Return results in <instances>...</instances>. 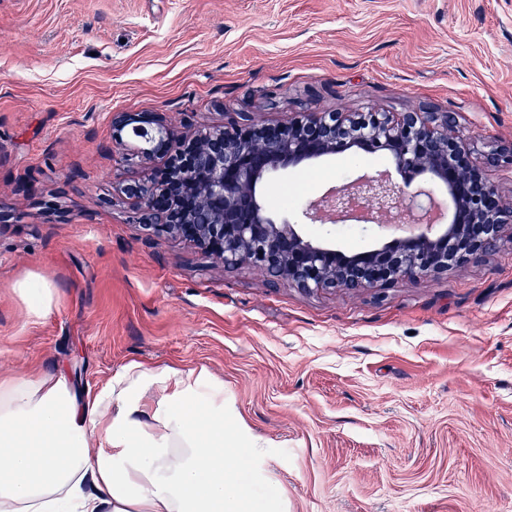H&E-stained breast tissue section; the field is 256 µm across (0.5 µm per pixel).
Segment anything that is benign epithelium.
Listing matches in <instances>:
<instances>
[{
  "instance_id": "7a95c632",
  "label": "benign epithelium",
  "mask_w": 512,
  "mask_h": 512,
  "mask_svg": "<svg viewBox=\"0 0 512 512\" xmlns=\"http://www.w3.org/2000/svg\"><path fill=\"white\" fill-rule=\"evenodd\" d=\"M456 125L450 112H299L285 123H241L186 139L150 118L125 112L112 117L117 144L127 138L140 144L142 153L164 159L151 184L126 188L146 231L189 241L226 268L249 265L273 283L307 292L384 288L446 272L503 245L512 231V205L474 163ZM346 153L387 157L404 184L385 176L347 182L308 205L303 216L311 222H335L347 209L346 198L356 194L374 202L361 224H381V217L400 212L405 199L411 222L420 224L432 197L410 187L422 175L448 190L453 222L441 232L396 237L348 255L304 238L295 224L268 217L256 193L260 181Z\"/></svg>"
}]
</instances>
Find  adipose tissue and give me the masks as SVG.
<instances>
[{
  "instance_id": "1",
  "label": "adipose tissue",
  "mask_w": 512,
  "mask_h": 512,
  "mask_svg": "<svg viewBox=\"0 0 512 512\" xmlns=\"http://www.w3.org/2000/svg\"><path fill=\"white\" fill-rule=\"evenodd\" d=\"M14 291L32 320L54 293ZM206 370L130 363L96 389L67 373L0 375V512H260Z\"/></svg>"
}]
</instances>
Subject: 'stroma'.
Segmentation results:
<instances>
[{
    "mask_svg": "<svg viewBox=\"0 0 512 512\" xmlns=\"http://www.w3.org/2000/svg\"><path fill=\"white\" fill-rule=\"evenodd\" d=\"M452 112L512 202V0H0V374L206 369L280 512H512V243L447 273L305 293L148 234L122 192L160 159L112 116L186 131L297 112ZM311 164L305 196L383 169ZM336 248L390 235L324 229ZM54 292L30 320L27 276ZM14 292L24 304L32 320L47 316L52 309L54 293L49 283L37 276H28L14 284Z\"/></svg>",
    "mask_w": 512,
    "mask_h": 512,
    "instance_id": "35a3bbf8",
    "label": "stroma"
}]
</instances>
